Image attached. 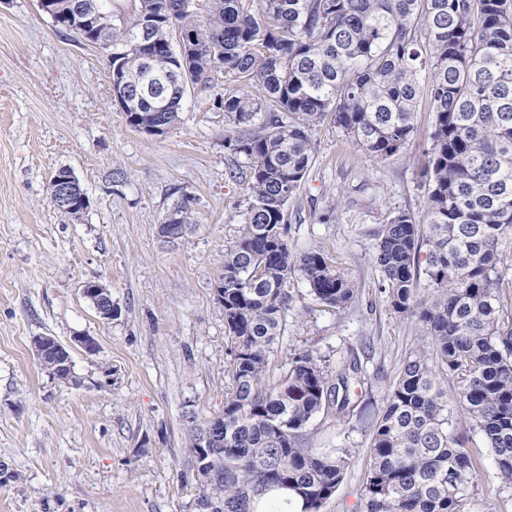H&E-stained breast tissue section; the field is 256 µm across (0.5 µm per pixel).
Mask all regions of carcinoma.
I'll use <instances>...</instances> for the list:
<instances>
[{
    "mask_svg": "<svg viewBox=\"0 0 512 512\" xmlns=\"http://www.w3.org/2000/svg\"><path fill=\"white\" fill-rule=\"evenodd\" d=\"M134 14L112 25L127 51L135 111L166 129L180 121L189 85L174 30L189 36L193 84L224 75L263 89L255 99L226 89L217 100L224 148L244 157L247 207L225 247L224 432L200 487L210 512H255L272 488L293 492L301 512H321L337 491L341 448L311 446L320 413L341 423L364 384L355 354L334 365L311 349L271 378L287 325L288 282L298 273L314 297L342 312L354 284L328 256L288 246L286 208L308 173L313 131L332 115L365 155L392 159L417 133L415 103L426 91L429 135L426 215H389L374 260L394 310L424 330L403 361L377 419L362 512H462L477 478L450 431L441 377L456 380L460 407L512 485V317L504 303L501 246L512 237V0H204L155 21V43L134 46ZM431 288H417L419 274Z\"/></svg>",
    "mask_w": 512,
    "mask_h": 512,
    "instance_id": "carcinoma-1",
    "label": "carcinoma"
}]
</instances>
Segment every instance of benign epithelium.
I'll list each match as a JSON object with an SVG mask.
<instances>
[{
    "label": "benign epithelium",
    "mask_w": 512,
    "mask_h": 512,
    "mask_svg": "<svg viewBox=\"0 0 512 512\" xmlns=\"http://www.w3.org/2000/svg\"><path fill=\"white\" fill-rule=\"evenodd\" d=\"M41 11L48 15L59 27L89 39L97 45L107 61L121 58L125 52L112 47V12L105 8L101 0H37ZM112 93L120 106H125L132 99L131 90L121 78L112 79ZM50 201L52 205L70 215L75 211L84 212L89 206V199L78 179L68 168L55 172L50 180ZM172 213H167L164 223L158 225V232L168 241L179 239L181 227L172 223ZM82 295L92 304L99 318L109 322L117 315V308L112 304L110 288L98 280H87L82 284ZM34 352L42 368L49 374L59 375L66 371L73 372L71 346L64 345L52 336H44L34 345ZM221 419H213V425L197 430L193 436L195 456L200 466H205L215 445L219 443Z\"/></svg>",
    "instance_id": "benign-epithelium-1"
}]
</instances>
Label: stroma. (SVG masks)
Wrapping results in <instances>:
<instances>
[{
    "label": "stroma",
    "instance_id": "stroma-1",
    "mask_svg": "<svg viewBox=\"0 0 512 512\" xmlns=\"http://www.w3.org/2000/svg\"><path fill=\"white\" fill-rule=\"evenodd\" d=\"M225 86L188 89L180 122L148 134L127 124L97 47L60 32L37 0L0 5V460L21 475L0 486V512H199L197 488L182 479L189 420L224 410L227 338L214 282L248 197L247 178L228 176L236 161L215 103ZM416 112V136L389 160L368 157L325 120L287 209L291 250L324 252L358 290L338 313L293 276L272 357L278 373L303 349L335 359L354 351L364 369L353 416L310 426L315 447L347 451L322 512H358L371 463L366 422L424 338L381 292L373 261L389 212L425 214L427 96ZM62 167L89 197L81 218L50 202ZM185 196L190 228L167 242L158 226ZM90 279L111 289L112 321L83 297ZM37 336H90L97 350H73L75 380L65 384L40 366ZM448 409L477 471L465 512H512V486L498 479L482 435L453 396Z\"/></svg>",
    "mask_w": 512,
    "mask_h": 512
}]
</instances>
